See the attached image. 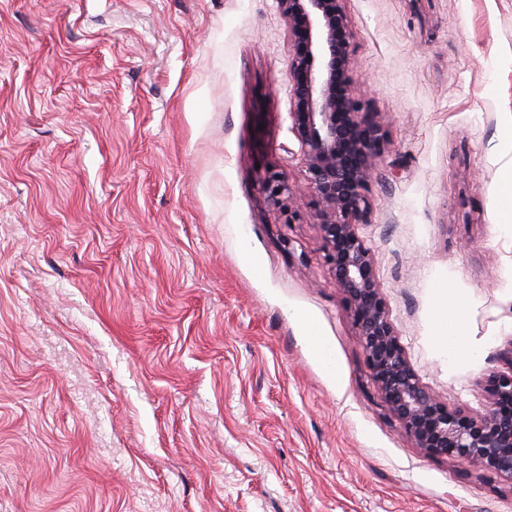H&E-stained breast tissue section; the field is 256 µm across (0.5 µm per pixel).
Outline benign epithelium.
<instances>
[{"mask_svg": "<svg viewBox=\"0 0 512 512\" xmlns=\"http://www.w3.org/2000/svg\"><path fill=\"white\" fill-rule=\"evenodd\" d=\"M345 2L277 0L292 48L291 132L305 159L327 263L349 305L370 377L416 447L512 480V348L500 353L507 370L484 378V414L449 408L413 370L391 322L373 252L358 234L388 134L357 92ZM262 190L279 209L291 193L274 169L266 171Z\"/></svg>", "mask_w": 512, "mask_h": 512, "instance_id": "1", "label": "benign epithelium"}]
</instances>
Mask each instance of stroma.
I'll return each mask as SVG.
<instances>
[{"instance_id": "obj_1", "label": "stroma", "mask_w": 512, "mask_h": 512, "mask_svg": "<svg viewBox=\"0 0 512 512\" xmlns=\"http://www.w3.org/2000/svg\"><path fill=\"white\" fill-rule=\"evenodd\" d=\"M346 11L389 139L358 233L421 383L477 415L512 346V0ZM290 51L276 0H0V512H512L511 481L417 448L370 377ZM262 190L267 201L279 209L285 206V200L290 199V187L285 177L277 170L269 169L262 180ZM443 294L448 295V303L439 308L440 339L448 345L449 351L459 359H466L472 353L467 341L464 324L458 306L453 298L452 288L444 287Z\"/></svg>"}]
</instances>
